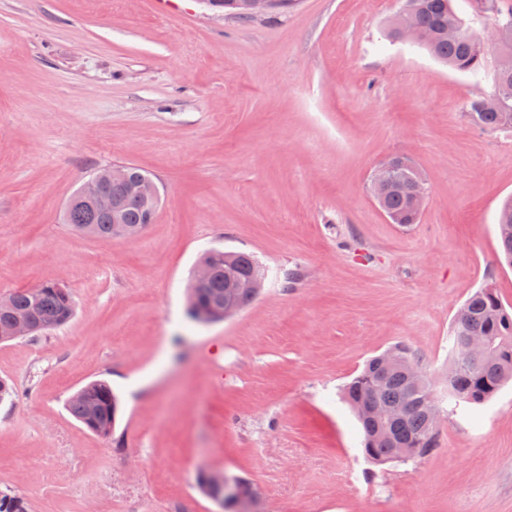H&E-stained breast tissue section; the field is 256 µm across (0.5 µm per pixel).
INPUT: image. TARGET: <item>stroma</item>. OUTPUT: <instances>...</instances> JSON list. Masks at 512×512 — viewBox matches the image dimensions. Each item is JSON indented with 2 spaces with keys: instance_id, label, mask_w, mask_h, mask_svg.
I'll return each instance as SVG.
<instances>
[{
  "instance_id": "obj_1",
  "label": "stroma",
  "mask_w": 512,
  "mask_h": 512,
  "mask_svg": "<svg viewBox=\"0 0 512 512\" xmlns=\"http://www.w3.org/2000/svg\"><path fill=\"white\" fill-rule=\"evenodd\" d=\"M399 0H298L243 21L206 0H0V296L56 281L75 314L0 344V492L29 512H214L202 469L266 512H512V382L451 409L448 334L485 283L512 304L496 218L512 131L471 122L491 92L383 37ZM425 176L419 223L371 191L385 160ZM132 164L161 205L135 239L62 221L99 168ZM252 254L264 288L208 326L186 289L209 248ZM299 280L284 285L283 274ZM405 343L442 400L437 446L379 465L340 389ZM120 398L111 438L66 411Z\"/></svg>"
}]
</instances>
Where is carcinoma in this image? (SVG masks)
<instances>
[{
    "label": "carcinoma",
    "instance_id": "obj_1",
    "mask_svg": "<svg viewBox=\"0 0 512 512\" xmlns=\"http://www.w3.org/2000/svg\"><path fill=\"white\" fill-rule=\"evenodd\" d=\"M492 23L507 21L512 27V7L504 10L498 0H483ZM423 39L419 46L433 58L449 67L474 76L487 69L494 60L493 90L470 99L468 116L479 126L489 129L512 128V40L503 48L483 43L472 21L459 15L452 0H415ZM464 29L460 38L448 37V27ZM398 185L387 195L381 210L391 222L408 227L420 221L422 211L416 209L412 197L415 189L427 190L419 172L403 158ZM125 179L107 185L112 195V211L103 212L84 202L79 193L69 199L63 214L64 223L77 232L97 239L112 240V216L124 224H150L159 204L131 191V185L148 177L142 169L126 164ZM498 251L496 262L512 268V198L503 201L497 217ZM201 261L212 269V281L205 288H189L187 316L196 324L210 322V316L224 305V278L246 277L260 269L254 256L246 253L213 249ZM466 321L452 320V346L462 345L470 336H483L490 342L487 353L471 365L457 367L448 380V398L455 404L480 405L493 397L512 380V305H505L496 289L489 284L478 288L463 303ZM74 301L70 291L56 282H44L35 288H20L0 298V343L11 341L10 329L19 315H30L40 324L38 332H46L66 324L73 316ZM368 396L382 408L398 403L407 406L399 420L387 423L381 419H360L364 432V452L383 465L405 462L427 456L436 447V430L427 414L434 403L430 385L412 382L400 366L389 371L377 355L344 388V398L353 411ZM119 409V398L104 381H93L71 395L67 401L69 414L87 430L106 438L112 437ZM0 512H28L21 496L0 493Z\"/></svg>",
    "mask_w": 512,
    "mask_h": 512
}]
</instances>
